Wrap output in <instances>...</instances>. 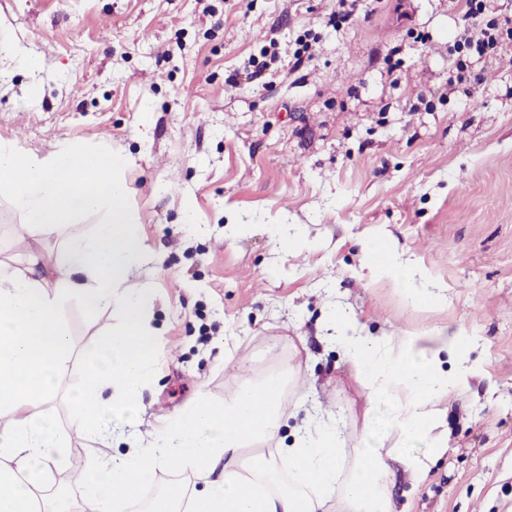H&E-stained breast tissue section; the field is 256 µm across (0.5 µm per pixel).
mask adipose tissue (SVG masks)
Returning <instances> with one entry per match:
<instances>
[{
  "instance_id": "obj_1",
  "label": "adipose tissue",
  "mask_w": 512,
  "mask_h": 512,
  "mask_svg": "<svg viewBox=\"0 0 512 512\" xmlns=\"http://www.w3.org/2000/svg\"><path fill=\"white\" fill-rule=\"evenodd\" d=\"M127 165L126 157L101 156L72 142L42 157L0 145V192L22 212L28 237L40 239L94 210L107 213L92 236L71 239L55 253L53 281L0 263V512H62V494L48 480L68 448L56 427L54 384L71 352L62 310L72 300L91 312L118 307L123 319L117 332L91 347L87 382L70 399L72 427L99 446L81 477L76 512H125L163 466L205 477V487L155 496L149 512H392L386 457L420 474L427 459L403 448H359L344 463L335 417L278 449L276 457L245 459L247 448L278 427L285 386L277 375L221 404L198 396L148 447L121 457L108 453L110 416L134 408L156 351L146 307L151 291L130 284L149 256L126 202ZM330 324L355 371L370 379L369 408L380 409L404 440L430 433L451 386L436 360L418 362L410 344L396 349L384 338L363 335L344 313L333 312ZM219 465L223 477L212 478Z\"/></svg>"
}]
</instances>
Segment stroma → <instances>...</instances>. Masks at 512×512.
Wrapping results in <instances>:
<instances>
[{"label":"stroma","mask_w":512,"mask_h":512,"mask_svg":"<svg viewBox=\"0 0 512 512\" xmlns=\"http://www.w3.org/2000/svg\"><path fill=\"white\" fill-rule=\"evenodd\" d=\"M0 0V144L46 155L80 142L130 160L127 203L152 255L141 274L158 345L133 412L111 417L112 454L198 394L220 403L296 368L264 448L309 418L340 417L346 455L391 448L367 418L368 381L327 328L332 309L364 333L413 338L459 379L419 479L393 462V512H512V46L473 57L482 80L449 91L466 0ZM310 58L294 67L300 40ZM39 58L30 73L17 52ZM267 67L244 79L251 61ZM39 93H32L31 85ZM102 215L33 240L0 194V261L23 269ZM306 239L288 251L282 225ZM407 260L412 288L372 270L364 243ZM72 352L57 383L70 448L53 485L73 484L92 443L69 428L86 350L118 309L69 301Z\"/></svg>","instance_id":"stroma-1"}]
</instances>
